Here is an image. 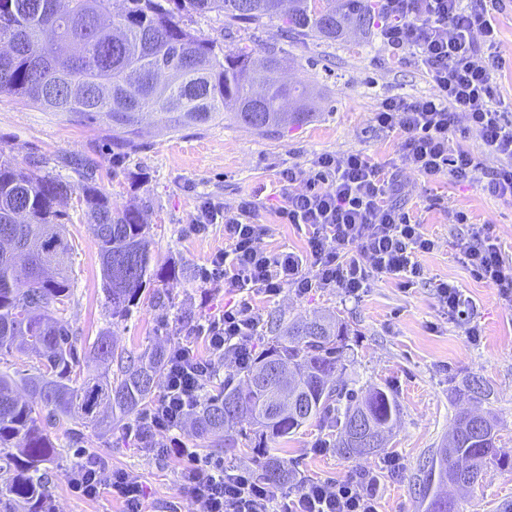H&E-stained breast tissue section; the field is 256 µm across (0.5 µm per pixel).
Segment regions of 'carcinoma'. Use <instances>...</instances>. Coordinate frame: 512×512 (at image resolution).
<instances>
[{"label": "carcinoma", "mask_w": 512, "mask_h": 512, "mask_svg": "<svg viewBox=\"0 0 512 512\" xmlns=\"http://www.w3.org/2000/svg\"><path fill=\"white\" fill-rule=\"evenodd\" d=\"M125 13L102 31L101 16L112 0H0V93L14 94L48 112L97 122L112 131L126 149L135 147L140 117L167 116L177 131L226 118L262 136L276 135L306 120L312 94L303 85L287 87L267 81L251 64L246 47L224 50L200 38L184 23L192 14L222 12L232 23L258 24L280 18L298 37L334 40L348 29L370 25L366 0H126ZM74 187L40 166L24 173L0 151V231L10 225L19 206L29 222L15 225V249L28 264L18 266L0 250V356L15 351L38 358L32 373L0 372V492L26 509L49 512V479L41 465L60 454L47 426L61 421L111 423L97 418L107 403L123 416L153 399L155 379L167 367L168 352L153 348L134 356L118 351L102 332L91 350L98 361L114 362L107 378L91 369L73 383L78 337L60 317L71 302L72 269L63 257L72 251L55 210L57 199ZM80 207L90 216L89 229L99 244L103 290L114 318H125L147 284L176 274V267L152 264L148 225L139 211L112 208L93 182L81 186ZM265 348L243 368L246 388L221 382L218 393L202 398L200 410L183 425L196 435L233 448L247 423L262 428L255 445L262 457L257 478L275 489L294 479L288 464L268 446L296 433L312 420L336 412L340 424L337 453L357 458L383 448L384 433L399 418L396 397L379 387L362 395L340 379L346 370L348 327L335 317L280 323L271 320ZM22 384L39 405L22 401L14 387ZM361 417L370 440L355 439L353 421ZM491 417L460 414L448 443L436 449L427 474L433 483L475 485L484 467L509 464L497 447Z\"/></svg>", "instance_id": "1"}]
</instances>
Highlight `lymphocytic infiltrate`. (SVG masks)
I'll return each mask as SVG.
<instances>
[{
    "label": "lymphocytic infiltrate",
    "mask_w": 512,
    "mask_h": 512,
    "mask_svg": "<svg viewBox=\"0 0 512 512\" xmlns=\"http://www.w3.org/2000/svg\"><path fill=\"white\" fill-rule=\"evenodd\" d=\"M380 36L390 47L410 51L430 77L434 91L426 96L385 99L374 119L383 128L405 136L400 167L385 169L358 154H323L311 169L291 167L281 174L283 223L304 226L305 255L271 254L258 241L261 225L252 220L255 204L245 201L236 212L203 207L192 226L205 233L211 224L224 225L229 250L215 254L204 268V279L224 283L239 292L279 294L292 286L305 294L315 288H335L359 297L374 274L394 275L402 287L422 280L419 255L433 251L435 242L423 224L394 207L391 195L399 190L401 170L435 178L446 174L455 181L474 180L480 169L464 147H451L454 129L476 133L482 143L503 159L489 178L492 196L512 198V114L502 110L494 74L503 61L497 54L498 31L494 11L502 0H380ZM464 263L473 275L496 288L512 302V269L488 229L472 232L459 244ZM262 320L260 312L225 308L223 315L193 326L205 339L213 359L200 358L192 343L171 351L163 394L133 429L157 454L187 458L183 484L197 512H378L379 481L359 473L329 486L306 482L297 492L277 496L245 468L201 460L194 449L174 437L186 415L202 398L204 383L216 370V359L243 366L252 358V340ZM172 438L159 446L156 432ZM73 493L93 499L111 490L122 500L124 512H143L142 485L95 455L86 456L67 474Z\"/></svg>",
    "instance_id": "f902f5d3"
}]
</instances>
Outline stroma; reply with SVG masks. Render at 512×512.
<instances>
[{
	"mask_svg": "<svg viewBox=\"0 0 512 512\" xmlns=\"http://www.w3.org/2000/svg\"><path fill=\"white\" fill-rule=\"evenodd\" d=\"M497 51L505 63L496 74L502 107L512 112V0L496 11ZM195 35L224 49L248 47L254 62L275 49L287 65L278 80L303 84L314 92L313 115L305 123L266 137L232 121L172 131L158 115L147 116L135 139V149L118 147L104 126L56 115L0 93V149L17 167L36 161L51 174L81 186L94 172L99 187L115 208L140 209L151 236L156 266L184 268L182 276L156 281L142 289L130 317L112 318L102 290L98 244L87 229L88 218L76 197L57 203L61 222L73 243L66 262L75 276L74 295L63 317L79 338L80 362L90 357L88 345L109 331L117 346L131 353L154 347L172 349L191 341L193 325L221 315L226 306L249 299L263 317L283 319L331 313L350 329L347 371L351 388L381 387L392 391L400 417L381 452L354 459L337 454L336 428L313 422L279 440L280 456L298 477L331 482L352 472L377 473L379 512H426L419 493L420 466L439 448L462 411L494 417L499 445L512 452V303L499 298L496 288L476 279L458 250L472 228L488 225L508 266L512 267V199L491 196L485 184L501 159L477 136L449 135L450 143L465 142L480 163L474 181L450 177L427 178L406 170L397 198L404 211L424 224L435 241L432 252L420 256L422 280L402 290L387 274L375 275L359 298L333 288L306 294L284 286L274 297L261 293L241 296L216 282L198 278V269L228 249L224 227L211 225L206 233L191 230L204 203L233 212L240 203H255L254 220L265 232L260 247L270 253L306 250L303 230L280 223V174L291 167H311L322 154L357 153L381 165L398 164L403 136L381 128L374 120L387 98H412L433 93L424 68L405 50L384 44L377 26L365 32H346L329 41L288 33L279 19H266L245 28L227 26L223 14H196L186 21ZM467 213L468 223H454L452 214ZM448 282L472 300L469 313L481 331L471 343L466 325L449 320L435 298V286ZM174 302L178 316L163 314L157 297ZM477 378L489 386L487 399H472L466 383ZM134 415L114 418L109 430L75 428L73 422L50 427L62 450V460L45 463L54 512H123L120 500L104 493L94 499L75 495L66 475L79 454L106 457L142 484L145 512H194L195 502L183 488L186 460L161 456L144 448L130 431ZM186 447L225 466L257 469L251 448H217L207 440L178 431ZM397 457L399 476L381 470L384 457ZM439 496L453 500L460 512H498L512 500V467L489 463L482 483L473 487L438 486Z\"/></svg>",
	"mask_w": 512,
	"mask_h": 512,
	"instance_id": "35a3bbf8",
	"label": "stroma"
}]
</instances>
